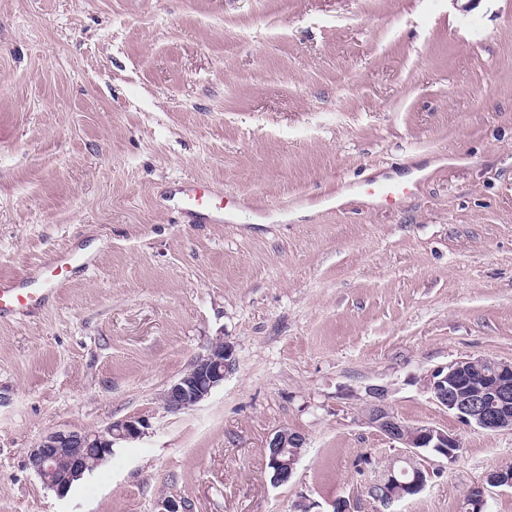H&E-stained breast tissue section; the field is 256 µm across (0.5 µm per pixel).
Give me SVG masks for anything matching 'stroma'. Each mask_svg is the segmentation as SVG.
<instances>
[{
	"instance_id": "obj_1",
	"label": "stroma",
	"mask_w": 512,
	"mask_h": 512,
	"mask_svg": "<svg viewBox=\"0 0 512 512\" xmlns=\"http://www.w3.org/2000/svg\"><path fill=\"white\" fill-rule=\"evenodd\" d=\"M385 176L419 186L394 208L350 189ZM192 179L244 210L185 222ZM72 248L88 273L0 319V512H461L512 430L423 379L512 362V0H0V278ZM219 339L235 370L167 410ZM372 385L463 446L389 510ZM127 417L144 435L66 496L27 465L49 431ZM285 427L307 444L278 486ZM305 445L306 439L288 428L277 430L269 437L265 450H269V464L273 469L274 484L282 485L289 482L301 457V449L305 448Z\"/></svg>"
}]
</instances>
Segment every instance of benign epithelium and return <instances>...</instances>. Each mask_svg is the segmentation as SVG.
Here are the masks:
<instances>
[{
    "mask_svg": "<svg viewBox=\"0 0 512 512\" xmlns=\"http://www.w3.org/2000/svg\"><path fill=\"white\" fill-rule=\"evenodd\" d=\"M477 362V358H461L432 371L425 379L426 390L437 403L468 424L487 431L512 430V362L495 360L491 370L482 373L473 368ZM235 366L233 347L223 341L214 343L196 359L188 373L164 391L165 408L177 412L203 402ZM369 393L372 400L368 422L406 449V455L397 458L377 482L381 491L376 501L388 508L421 493L430 482L434 470L421 450L429 448L451 463L459 456L462 444L458 436L434 426L407 427L387 406V389L376 386ZM146 426L143 419L129 418L96 432L52 431L29 449L28 465L44 486L64 497L74 480L112 456L117 442L140 438ZM305 445L306 439L288 428L269 437L266 449L274 484L289 482ZM492 488L512 489V467L496 469L474 485V512H486Z\"/></svg>",
    "mask_w": 512,
    "mask_h": 512,
    "instance_id": "obj_1",
    "label": "benign epithelium"
}]
</instances>
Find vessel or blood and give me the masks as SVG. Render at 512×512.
Listing matches in <instances>:
<instances>
[{"label": "vessel or blood", "instance_id": "obj_1", "mask_svg": "<svg viewBox=\"0 0 512 512\" xmlns=\"http://www.w3.org/2000/svg\"><path fill=\"white\" fill-rule=\"evenodd\" d=\"M414 188V183L390 178L351 186L354 193L369 199L378 207L397 205ZM172 200L174 208L202 224L223 223L225 216L238 212L244 206L239 197L225 195L212 186L192 181L181 182ZM92 266V260L65 250L52 262L43 265L34 276L19 281L1 279L0 317L41 307L56 289L68 283L74 270H88Z\"/></svg>", "mask_w": 512, "mask_h": 512}]
</instances>
